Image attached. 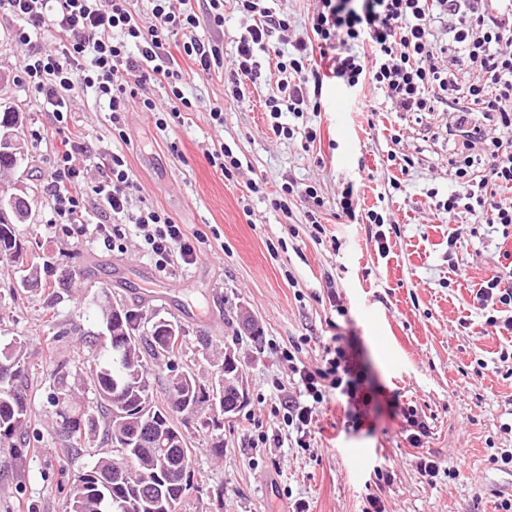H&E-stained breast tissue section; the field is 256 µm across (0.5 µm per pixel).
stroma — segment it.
Listing matches in <instances>:
<instances>
[{
  "label": "stroma",
  "mask_w": 512,
  "mask_h": 512,
  "mask_svg": "<svg viewBox=\"0 0 512 512\" xmlns=\"http://www.w3.org/2000/svg\"><path fill=\"white\" fill-rule=\"evenodd\" d=\"M194 8L201 16L198 35L220 38L225 59H232L241 28L236 0H224L220 29L205 19L201 0ZM12 26L0 18V103L23 113V132L52 130V114L17 80L25 50L12 40ZM181 67L184 92L197 107L167 131L133 108L125 114L127 142H112L107 104L86 90L71 96L70 111L87 135L82 168L93 169L106 149L121 150L142 204L207 234L194 265L161 272L136 237L119 254L92 236L75 239L50 227L51 143L26 141L27 164L0 177V196L21 181L33 199L34 219L20 233L39 242L40 256L69 270L61 300L49 310L35 290L13 299L17 275L0 266V351L18 337L26 343L27 437L34 442L23 461L0 446V512H69L62 478L112 452L98 443L65 453L46 403L58 366L76 372L91 355L97 286L128 307L177 321L187 334L184 358L199 364L205 381L214 379L225 349L242 367L247 398L224 426L223 457L210 455L203 435L193 438L205 483L189 491L182 512H293L299 501L309 512H363L370 494L383 512H503L512 503V464L500 461L512 450V333L486 335L485 320L512 316V305L483 308L475 296L492 274L512 265V237L436 209L430 192L446 191L449 182L448 115L393 112L379 97L373 112L361 114L353 94L331 84L320 116L310 120L320 141L306 142L300 133L279 139L267 127L264 106L277 70H268L266 83L247 86L249 104L225 108L218 127L209 109L224 100L223 74L195 73L186 61ZM399 128L419 151L405 174L386 163L390 134ZM222 143L243 162L233 182L205 159ZM288 176L325 197L321 237L312 235L300 204L286 216L247 188L260 179L271 193ZM393 178L402 190H388ZM347 185L360 208L393 212L399 226L387 235L386 254H379L371 225L338 217L336 200ZM247 205L255 220L245 215ZM58 329L63 337L48 346ZM336 333L350 339L366 385L398 395L428 424L423 448L408 442L388 407H356L342 397L320 409L306 448L273 419L272 407L296 394L292 365L320 363ZM203 336L208 345L200 344ZM250 416L277 440L252 447L245 428ZM351 448L367 449L362 467L349 458ZM424 451L442 468L436 478L418 469ZM377 465L383 477H376Z\"/></svg>",
  "instance_id": "1"
}]
</instances>
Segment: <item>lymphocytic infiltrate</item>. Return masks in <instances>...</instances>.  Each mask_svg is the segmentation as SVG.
<instances>
[{"label":"lymphocytic infiltrate","instance_id":"lymphocytic-infiltrate-1","mask_svg":"<svg viewBox=\"0 0 512 512\" xmlns=\"http://www.w3.org/2000/svg\"><path fill=\"white\" fill-rule=\"evenodd\" d=\"M172 2L152 0L143 15L131 0L106 7L101 0H0V15L14 21L13 39L26 49L19 79L55 119L53 133H30L37 143L55 140L50 224L119 252L127 249L124 227L132 224L157 268L196 262L199 233L163 209L134 208L139 184L124 153L106 152L99 177L86 176L77 164L86 136L70 124V94L84 89L106 101L113 139L125 140L133 104L159 130L179 123L195 108L181 87L182 55L199 72H224L239 108L244 83L261 84L266 59H276L281 77L265 108L278 138L293 137L290 118L320 114L328 78L351 91L369 89L394 112L451 113L447 129L459 145L448 159L452 182L436 209L491 228L512 226V0H316L308 31L297 35L268 0H237L243 31L229 61L222 45L198 36L201 18L191 0H180L178 10ZM47 28L54 32L49 48L38 43ZM461 66L472 73L464 82L457 77ZM155 85L164 88V102L153 97ZM92 204L101 223L87 221ZM342 340L332 336L316 367L295 368L298 396L271 410L295 432L298 447H309L314 418L331 393L372 401V393L360 391V372Z\"/></svg>","mask_w":512,"mask_h":512}]
</instances>
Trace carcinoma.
I'll list each match as a JSON object with an SVG mask.
<instances>
[{
	"label": "carcinoma",
	"instance_id": "obj_1",
	"mask_svg": "<svg viewBox=\"0 0 512 512\" xmlns=\"http://www.w3.org/2000/svg\"><path fill=\"white\" fill-rule=\"evenodd\" d=\"M22 113L12 107L0 111V129L20 130ZM21 221L12 211L0 214V262H18L28 252L18 230ZM19 291L39 290L46 307L60 300L56 284L45 275L53 268L43 257L18 267ZM103 330L94 341L99 350L89 361L78 382L59 368L56 384L46 400L55 435L64 448H86L98 439L121 444L110 457H100L89 468L67 475L71 512H180L188 492L199 488L192 434L203 431L208 450L224 455V414L217 413L195 429L178 427V416L189 406L209 403L212 388L199 374L166 378L165 399L149 397V364L172 371L171 360L182 359L183 349L171 341V321L143 314L112 303L106 293L93 301ZM25 369L20 358L0 362V445L14 456L25 458L28 448L23 434L27 428ZM88 386L94 395L92 408L81 397L76 384ZM165 435L164 447H154L151 437Z\"/></svg>",
	"mask_w": 512,
	"mask_h": 512
}]
</instances>
